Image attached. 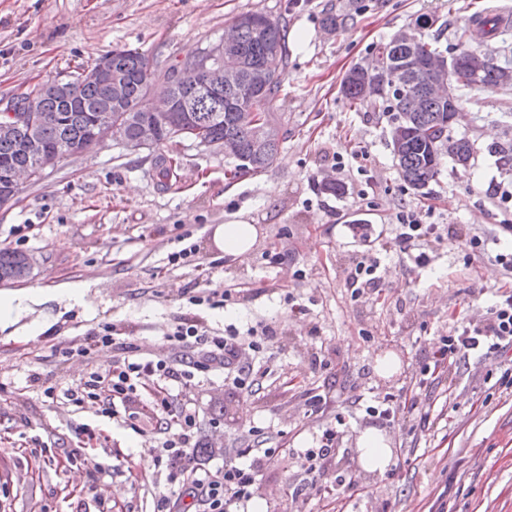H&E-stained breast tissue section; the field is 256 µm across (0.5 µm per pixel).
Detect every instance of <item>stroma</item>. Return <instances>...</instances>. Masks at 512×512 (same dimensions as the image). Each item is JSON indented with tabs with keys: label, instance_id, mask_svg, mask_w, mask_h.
<instances>
[{
	"label": "stroma",
	"instance_id": "1",
	"mask_svg": "<svg viewBox=\"0 0 512 512\" xmlns=\"http://www.w3.org/2000/svg\"><path fill=\"white\" fill-rule=\"evenodd\" d=\"M491 0H0V110L12 97L65 79L116 47L145 53L165 71L216 42L231 19L259 12L286 31L285 80L271 110L282 122L279 155L267 170L230 178L233 159L184 141L160 150L96 147L47 168L0 206V248L32 259L29 275L0 291L45 295L44 335L22 324L0 331V512H155L169 494L155 464L165 435L134 430L140 403L74 402L91 374L121 359H174L166 335L178 319L212 334L225 327H269L260 351L243 350L256 383L226 384L223 372L173 383L176 405L196 419L208 454L224 466L226 449H271L250 501L239 512H512V349L458 358L428 374L454 324L484 322L496 293L512 291L497 261L512 251V169L486 147L512 139V86L462 101L471 121L459 126L473 157L444 165L437 181L414 191L401 179L390 139L392 116L349 107L341 80L372 47L431 18L424 39L448 45ZM335 17L328 28L323 20ZM173 176L155 177L156 154ZM343 194L322 190L324 178ZM259 229L249 258L215 248L212 231L238 211ZM413 211L436 227L421 245L401 250L396 214ZM369 225L368 234L356 232ZM481 239L471 248V238ZM194 247L193 262L171 253ZM280 256L270 265L268 254ZM426 255L419 265L418 255ZM380 263L379 293L353 298L347 280L358 262ZM90 284V308L54 299L62 284ZM231 289L223 307L190 304L206 286ZM111 326L114 345L92 346ZM394 354L384 377L376 361ZM325 406L310 412L307 399ZM414 395L428 420L406 409L372 414L385 396ZM393 438L384 473L365 472L360 430ZM336 430V452L322 474H303L294 455ZM330 495H322V488Z\"/></svg>",
	"mask_w": 512,
	"mask_h": 512
}]
</instances>
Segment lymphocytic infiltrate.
<instances>
[{
  "label": "lymphocytic infiltrate",
  "mask_w": 512,
  "mask_h": 512,
  "mask_svg": "<svg viewBox=\"0 0 512 512\" xmlns=\"http://www.w3.org/2000/svg\"><path fill=\"white\" fill-rule=\"evenodd\" d=\"M174 349L183 351L181 365L167 359H140L124 362L112 371L109 381L91 376L86 386L99 392L105 410L116 403H127L140 388H147V408L151 416L166 415V439L162 449L167 458L168 483L176 488L179 498L200 499L210 512H233L234 507L248 501L252 487L261 474L265 450L239 448L224 459V467L216 472L200 468L197 462L198 442L194 432L195 417L186 410H174L170 382L191 380L195 374L223 371L226 381L235 388L248 390L254 384L253 369L242 364L243 347L260 350L262 338L256 329L239 330L227 326L223 335H209L198 324L183 319L167 335ZM512 347V294L492 305L483 327L454 326L451 334L434 353V369L447 368L455 358L482 349L499 350Z\"/></svg>",
  "instance_id": "f902f5d3"
}]
</instances>
